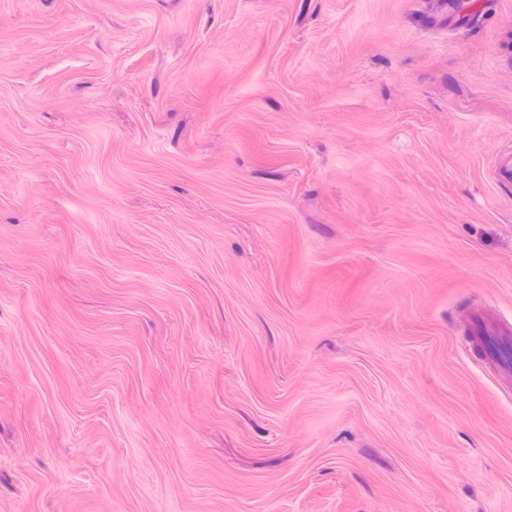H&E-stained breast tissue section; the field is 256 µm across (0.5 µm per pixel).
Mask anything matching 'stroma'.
Returning <instances> with one entry per match:
<instances>
[{
	"instance_id": "stroma-1",
	"label": "stroma",
	"mask_w": 512,
	"mask_h": 512,
	"mask_svg": "<svg viewBox=\"0 0 512 512\" xmlns=\"http://www.w3.org/2000/svg\"><path fill=\"white\" fill-rule=\"evenodd\" d=\"M512 0H0V512H512Z\"/></svg>"
}]
</instances>
